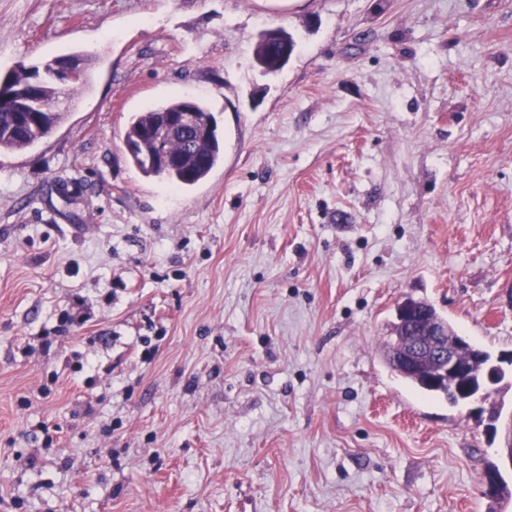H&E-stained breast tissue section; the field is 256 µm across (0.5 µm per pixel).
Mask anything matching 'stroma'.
Returning <instances> with one entry per match:
<instances>
[{
  "instance_id": "1",
  "label": "stroma",
  "mask_w": 512,
  "mask_h": 512,
  "mask_svg": "<svg viewBox=\"0 0 512 512\" xmlns=\"http://www.w3.org/2000/svg\"><path fill=\"white\" fill-rule=\"evenodd\" d=\"M74 54L0 153V512H487L485 418L382 345L410 294L512 352V0H0V74ZM188 95L176 189L123 137ZM82 58H56L45 62L41 69V74H47V69L52 75L45 80L44 83L39 81L37 87V95L46 101H60V97L70 101L78 94L87 84V74ZM49 64V67L47 66ZM85 73V75H84ZM84 77L78 81H70ZM63 77L69 81H63ZM36 100L35 95L27 92L13 100L9 112H0V152L35 146L64 119L65 112H60V108L55 112H43L41 109L28 112ZM5 126L12 127V130L7 133ZM195 99L186 97L191 104ZM183 107V98L165 102L133 114L125 129L124 143L131 163L144 175L167 180L177 188L191 187L204 180L211 171L223 160V151L217 133V125L212 112L205 104L195 100L194 111L197 112L203 126L211 123L210 131L203 137L197 135L190 142L184 143L172 139L178 133L184 136L199 133L202 126L197 121L195 112ZM174 112L168 115L163 123L154 131L158 142L163 141L161 149L180 158L177 162L165 164L170 158L162 156L157 159L158 147L150 138L149 131L162 117V113Z\"/></svg>"
}]
</instances>
